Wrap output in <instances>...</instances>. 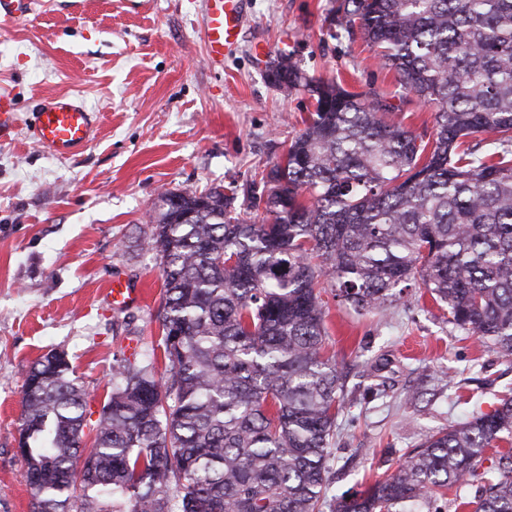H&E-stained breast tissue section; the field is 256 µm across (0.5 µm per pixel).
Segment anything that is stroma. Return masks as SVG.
Listing matches in <instances>:
<instances>
[{
	"mask_svg": "<svg viewBox=\"0 0 512 512\" xmlns=\"http://www.w3.org/2000/svg\"><path fill=\"white\" fill-rule=\"evenodd\" d=\"M204 2L33 0L27 19L0 27V92L19 105L0 143V512H30L18 439L33 363L66 353L97 411L127 343L160 336L161 272L139 245L158 193L243 184L302 129L314 101L270 84V62L285 52L310 76L399 100L394 72L335 25L336 0H247L218 67L205 61ZM67 94L97 130L61 159L30 125L41 102ZM115 278L142 288V304L113 310ZM325 321L347 403L330 493L394 471L426 434L490 411L512 387V358L450 325L421 282L383 316L328 299Z\"/></svg>",
	"mask_w": 512,
	"mask_h": 512,
	"instance_id": "35a3bbf8",
	"label": "stroma"
}]
</instances>
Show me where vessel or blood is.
Segmentation results:
<instances>
[{"label":"vessel or blood","instance_id":"obj_1","mask_svg":"<svg viewBox=\"0 0 512 512\" xmlns=\"http://www.w3.org/2000/svg\"><path fill=\"white\" fill-rule=\"evenodd\" d=\"M207 24L205 47L208 61L220 62L225 50L238 40L245 16L246 0H205ZM31 0H0V23H14L30 14ZM17 121L14 97L0 92V141L11 137ZM96 121L92 112L70 95H60L45 102L35 113L32 136L55 155L74 154L92 138ZM113 309L123 310L139 300L138 290L119 279L107 292Z\"/></svg>","mask_w":512,"mask_h":512}]
</instances>
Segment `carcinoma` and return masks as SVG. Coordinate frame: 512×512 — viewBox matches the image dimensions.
I'll list each match as a JSON object with an SVG mask.
<instances>
[{"label":"carcinoma","mask_w":512,"mask_h":512,"mask_svg":"<svg viewBox=\"0 0 512 512\" xmlns=\"http://www.w3.org/2000/svg\"><path fill=\"white\" fill-rule=\"evenodd\" d=\"M430 133L390 122L380 95L316 80L287 54L270 82L314 99L262 191L158 194L143 245L162 271L161 336L88 393L51 351L29 369L20 454L30 512H322L345 408L318 285L385 312L418 276L448 323L512 356V0H338ZM168 375L154 366L157 352ZM512 394L429 434L397 470L330 512H512Z\"/></svg>","instance_id":"1"}]
</instances>
